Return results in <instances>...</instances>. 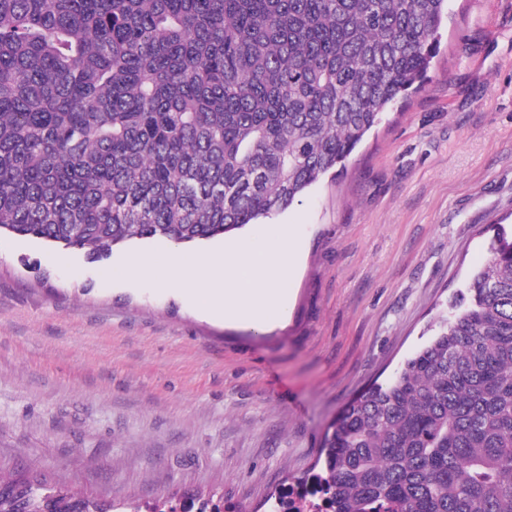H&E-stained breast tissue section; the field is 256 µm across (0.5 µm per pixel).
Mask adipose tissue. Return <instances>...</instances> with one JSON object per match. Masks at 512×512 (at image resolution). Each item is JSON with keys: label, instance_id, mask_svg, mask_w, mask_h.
Listing matches in <instances>:
<instances>
[{"label": "adipose tissue", "instance_id": "ef3b65f1", "mask_svg": "<svg viewBox=\"0 0 512 512\" xmlns=\"http://www.w3.org/2000/svg\"><path fill=\"white\" fill-rule=\"evenodd\" d=\"M295 264L289 231H282L271 251L241 243L224 254L210 257L169 251L162 260L132 258L127 274L148 275L163 266L166 284L190 294L209 315L263 328L281 309L283 288Z\"/></svg>", "mask_w": 512, "mask_h": 512}]
</instances>
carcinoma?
<instances>
[{"mask_svg":"<svg viewBox=\"0 0 512 512\" xmlns=\"http://www.w3.org/2000/svg\"><path fill=\"white\" fill-rule=\"evenodd\" d=\"M448 0H0V229L100 258L291 206L422 80ZM350 401L327 512H512V239ZM0 512H142L0 473Z\"/></svg>","mask_w":512,"mask_h":512,"instance_id":"1","label":"carcinoma"}]
</instances>
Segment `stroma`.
I'll use <instances>...</instances> for the list:
<instances>
[{
  "instance_id": "stroma-1",
  "label": "stroma",
  "mask_w": 512,
  "mask_h": 512,
  "mask_svg": "<svg viewBox=\"0 0 512 512\" xmlns=\"http://www.w3.org/2000/svg\"><path fill=\"white\" fill-rule=\"evenodd\" d=\"M293 232L284 319L204 315L132 257L0 233V469L99 501L268 512L323 467L343 407L388 382L512 235V0H448L421 89L299 202L196 243L264 250Z\"/></svg>"
}]
</instances>
